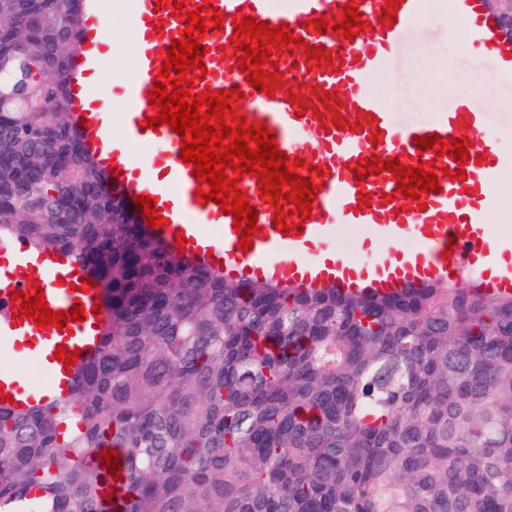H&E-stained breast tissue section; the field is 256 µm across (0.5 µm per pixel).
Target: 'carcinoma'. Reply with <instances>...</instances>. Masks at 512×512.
I'll list each match as a JSON object with an SVG mask.
<instances>
[{
    "mask_svg": "<svg viewBox=\"0 0 512 512\" xmlns=\"http://www.w3.org/2000/svg\"><path fill=\"white\" fill-rule=\"evenodd\" d=\"M81 26L0 0V242L102 288L68 395L0 407V512H110L98 448L120 512H512V295L246 287L140 235L73 131Z\"/></svg>",
    "mask_w": 512,
    "mask_h": 512,
    "instance_id": "carcinoma-1",
    "label": "carcinoma"
}]
</instances>
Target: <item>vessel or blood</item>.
<instances>
[{"label":"vessel or blood","instance_id":"vessel-or-blood-1","mask_svg":"<svg viewBox=\"0 0 512 512\" xmlns=\"http://www.w3.org/2000/svg\"><path fill=\"white\" fill-rule=\"evenodd\" d=\"M155 2L135 0L127 37L112 41L113 58L133 57L122 79L120 120H113L93 80L103 59L97 22L111 0H83L84 47L72 61L77 133L112 195L138 224H147L148 219L137 209L135 198H155L166 223L152 228L153 236L172 246L176 234H183V257L244 283L276 281L388 294L453 280L466 268L473 271L476 286L485 291L512 293V246L501 247L487 227L499 202L500 131L493 120L494 97L483 92L460 96L435 86L431 94L444 99V107L424 119L404 121L394 99L378 88L379 79L396 70L402 52L419 37L432 46L443 41L459 43L471 59L491 60L499 93L511 96L512 13L499 0H441L444 24L435 31L425 23L427 0H403L390 27L378 22L385 0H213L224 24L209 27L206 33L204 43L211 51L202 60L207 74L196 81L197 93L231 88L243 92V99L234 105L235 113L250 124L269 128L285 156L302 160V178H315L319 186L314 207L304 218L293 214L291 202L276 205L262 198L256 175L242 177L238 188L256 210L259 228L246 252L238 247L241 235L234 230L233 216L222 213L216 202L196 199L199 183L192 165L180 159V134L166 125L156 130L144 125L154 113L148 94L164 62L162 51L185 28L169 10H156ZM352 3L367 23L365 32L354 39L308 29V22L323 16L335 19L341 7ZM240 14L277 27L289 25L302 40L289 50H274L281 78L273 94L249 85L237 66L241 53L232 43V20ZM158 17L164 22L159 35L151 25ZM306 42L324 47L329 62L313 63L302 48ZM291 92L296 102L287 101ZM343 117L348 123L342 127L338 121ZM429 134L470 140L483 159L462 166L447 155L438 158L418 152L415 138ZM374 156L394 157L407 167L415 157H422L439 172L440 192L415 203L396 194L398 180L390 171L357 176L360 160ZM458 169L465 170V179H451V172ZM363 193L370 195L369 205H360ZM277 210L290 214L298 226L296 233L286 235L275 228L272 215ZM348 224L361 225L372 237L389 244V255L348 258L337 248ZM35 279L50 310L67 312L78 304L88 310L87 319L67 322L60 330L37 328L29 318L14 322L11 297L29 289ZM80 284L65 257L33 255L20 241L0 258V348L19 336L38 335L44 340L36 349L46 373L40 390L24 385L15 371L0 370V389L16 405L48 399L66 388L70 376L64 361L55 357L58 347L80 350L85 360L93 355L97 340L91 328L96 317L91 310L101 289L94 286L85 293Z\"/></svg>","mask_w":512,"mask_h":512}]
</instances>
